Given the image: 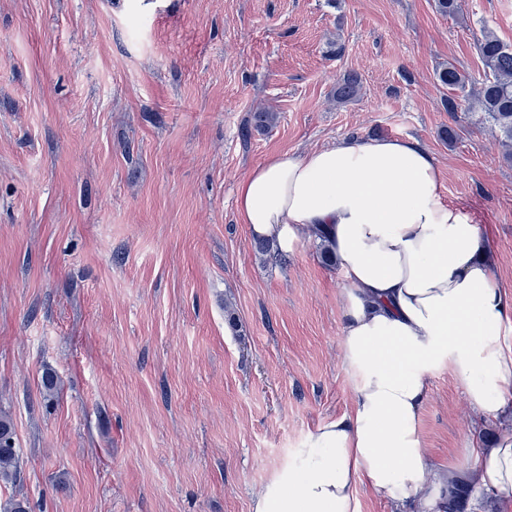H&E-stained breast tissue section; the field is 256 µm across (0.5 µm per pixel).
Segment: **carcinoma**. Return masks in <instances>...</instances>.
Returning a JSON list of instances; mask_svg holds the SVG:
<instances>
[{"label": "carcinoma", "mask_w": 512, "mask_h": 512, "mask_svg": "<svg viewBox=\"0 0 512 512\" xmlns=\"http://www.w3.org/2000/svg\"><path fill=\"white\" fill-rule=\"evenodd\" d=\"M477 51L484 66V79L480 87L468 89V86L474 85L471 77L452 63L437 72V79L450 90L465 95L467 107L478 106L484 120L498 133L505 157L512 158V45L486 32L477 42ZM361 84L358 72H345L336 86V101L344 103L357 98ZM276 119L273 112L257 111L252 116V128L264 131ZM20 473L15 427L10 416L0 412V480L13 482L20 477ZM468 493L469 489L458 481H450L444 501L445 512H465Z\"/></svg>", "instance_id": "1"}]
</instances>
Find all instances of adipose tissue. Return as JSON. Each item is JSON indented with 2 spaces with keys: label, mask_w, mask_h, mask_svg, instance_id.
Listing matches in <instances>:
<instances>
[{
  "label": "adipose tissue",
  "mask_w": 512,
  "mask_h": 512,
  "mask_svg": "<svg viewBox=\"0 0 512 512\" xmlns=\"http://www.w3.org/2000/svg\"><path fill=\"white\" fill-rule=\"evenodd\" d=\"M437 162L414 138L341 140L274 155L250 170L237 212L253 237L291 250L324 229L347 285L341 348L352 409L311 433L299 459L258 495L254 512H356L366 483L403 512H434L448 485L424 448L432 379L451 370L478 415L512 412V299L491 240L444 201ZM476 492H512V427L474 451Z\"/></svg>",
  "instance_id": "ef3b65f1"
}]
</instances>
